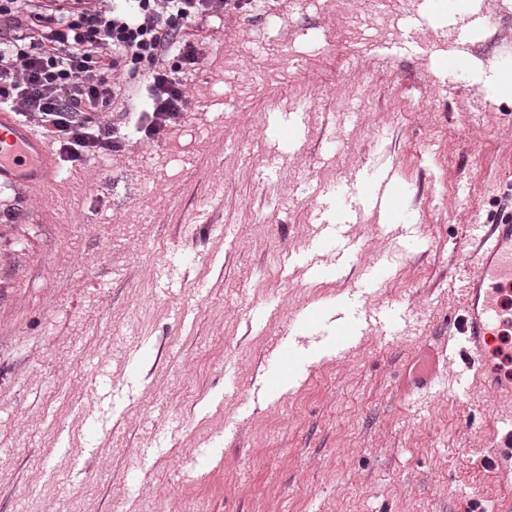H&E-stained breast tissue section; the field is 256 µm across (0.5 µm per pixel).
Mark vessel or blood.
<instances>
[{
  "mask_svg": "<svg viewBox=\"0 0 512 512\" xmlns=\"http://www.w3.org/2000/svg\"><path fill=\"white\" fill-rule=\"evenodd\" d=\"M456 13H442L435 0H420L418 9L411 15L407 26L416 32L432 27L438 20H456ZM264 133L270 140L274 155L291 151L301 139L299 121L279 119L277 114L267 116ZM58 173L56 161L49 143L12 113L0 110V184L29 190L48 189L54 186ZM401 193L392 176L363 187L360 201L384 208L395 224H403L405 218L397 209L396 201ZM356 206L335 205L326 200L317 208L319 232L316 246L333 249L349 255L357 252L356 240L341 232L342 223L352 218ZM474 272L465 287V301L454 314L452 324L462 341V352L469 364L476 366L483 384L492 393L512 397V352L505 351L498 361H491L493 349H498L506 323L505 316L512 312V218L490 225L475 254ZM392 317L391 312L379 309H358L336 328L337 344H344L360 335L365 321L383 323ZM485 461L489 465H501L512 469V428L496 434Z\"/></svg>",
  "mask_w": 512,
  "mask_h": 512,
  "instance_id": "vessel-or-blood-1",
  "label": "vessel or blood"
}]
</instances>
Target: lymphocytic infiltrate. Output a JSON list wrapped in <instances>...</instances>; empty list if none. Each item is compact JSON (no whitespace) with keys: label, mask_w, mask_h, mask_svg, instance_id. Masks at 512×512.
Segmentation results:
<instances>
[{"label":"lymphocytic infiltrate","mask_w":512,"mask_h":512,"mask_svg":"<svg viewBox=\"0 0 512 512\" xmlns=\"http://www.w3.org/2000/svg\"><path fill=\"white\" fill-rule=\"evenodd\" d=\"M231 0H0V107L39 121L70 162L123 152L122 121L159 141L188 109L198 30ZM120 121H102L105 108Z\"/></svg>","instance_id":"lymphocytic-infiltrate-1"}]
</instances>
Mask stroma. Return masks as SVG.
I'll return each instance as SVG.
<instances>
[{
    "label": "stroma",
    "instance_id": "obj_1",
    "mask_svg": "<svg viewBox=\"0 0 512 512\" xmlns=\"http://www.w3.org/2000/svg\"><path fill=\"white\" fill-rule=\"evenodd\" d=\"M417 0H257L203 26L189 110L157 143L73 165L49 193L0 188V512H507L512 479L479 448L512 424L443 338L471 246L512 180V0L470 40L409 39ZM466 68L440 70L451 52ZM371 60L359 92L338 90ZM305 112L301 152L267 167L265 113ZM392 170L411 242L360 210L363 249L316 250L313 211ZM317 257L326 278L297 265ZM388 280L363 302L396 312L339 361L311 363L348 312L363 267ZM175 268L178 283L158 289ZM325 315L311 335L299 311ZM292 346L300 387L264 401ZM112 366V394L90 382ZM234 391H227V384ZM106 421L101 444L91 417Z\"/></svg>",
    "mask_w": 512,
    "mask_h": 512
}]
</instances>
